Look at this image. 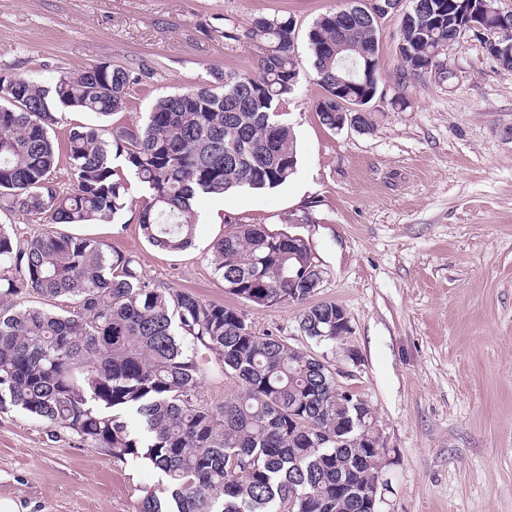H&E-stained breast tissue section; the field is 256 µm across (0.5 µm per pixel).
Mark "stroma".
<instances>
[{
  "label": "stroma",
  "instance_id": "35a3bbf8",
  "mask_svg": "<svg viewBox=\"0 0 512 512\" xmlns=\"http://www.w3.org/2000/svg\"><path fill=\"white\" fill-rule=\"evenodd\" d=\"M345 0H0V70L44 86L107 62L152 78L127 111L103 119L62 112L106 130L142 123L155 101L218 71L252 69L253 44L225 40L255 16H291L304 66L282 104L297 168L271 190L236 188L195 203L193 245L152 246L131 212L89 227V237L132 255L159 287L219 303L232 296L211 246L228 218L304 237L324 279L313 303L349 319L324 346L299 330V305L246 306L257 333L327 355L339 388L369 405L384 445L377 512H512V69L463 32L439 66L401 80L402 15L380 21L381 80L367 132L331 130L315 112L322 90L307 66L313 22ZM312 207L314 224H283ZM162 477L17 410L0 411V512H138Z\"/></svg>",
  "mask_w": 512,
  "mask_h": 512
}]
</instances>
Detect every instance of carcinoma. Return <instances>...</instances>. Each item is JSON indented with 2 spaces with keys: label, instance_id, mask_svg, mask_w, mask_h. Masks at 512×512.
<instances>
[{
  "label": "carcinoma",
  "instance_id": "obj_1",
  "mask_svg": "<svg viewBox=\"0 0 512 512\" xmlns=\"http://www.w3.org/2000/svg\"><path fill=\"white\" fill-rule=\"evenodd\" d=\"M460 3L421 0L403 16L401 79L428 73L437 49L457 37ZM359 8L363 0H349L308 33L322 88L315 112L331 130L343 103L369 104L381 79L378 20L354 17ZM295 29L292 18L267 15L242 35L226 27L224 39L260 48L254 70L218 72L207 85L161 97L142 125L110 141L93 125L71 128L68 189L54 177L57 111L124 112L130 86L151 70L100 63L51 87L0 73V209L52 224L22 239L0 224V410L23 411L115 461L147 462L165 484L140 512H363L358 493L374 479L380 436L367 417L348 430L356 411L313 353L256 334L237 307L154 286L131 256L103 242L57 230L132 210L116 158L148 194L135 212L144 237L171 253L195 239L198 196L288 182L297 159L280 106L302 68ZM486 45L512 69L499 37L487 35ZM231 226L212 246L225 290L254 307L305 302L306 285L288 270L319 269L312 250L261 225ZM25 290L64 309L23 306ZM300 322L304 336L336 344V304L310 306ZM201 347L238 383L220 404L199 396Z\"/></svg>",
  "mask_w": 512,
  "mask_h": 512
}]
</instances>
